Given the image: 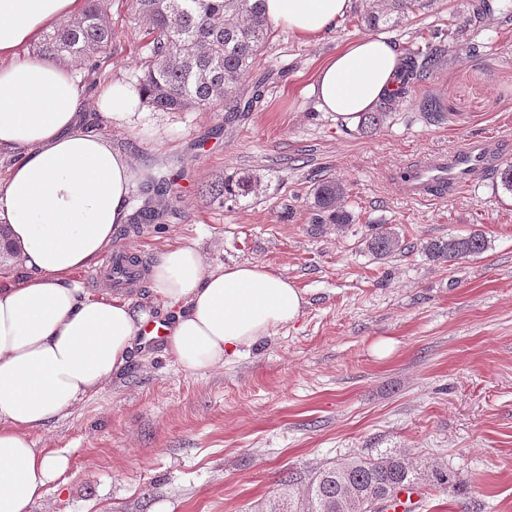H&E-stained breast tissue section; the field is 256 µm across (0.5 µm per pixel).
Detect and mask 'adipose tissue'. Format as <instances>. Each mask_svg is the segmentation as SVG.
Segmentation results:
<instances>
[{
  "label": "adipose tissue",
  "instance_id": "obj_1",
  "mask_svg": "<svg viewBox=\"0 0 512 512\" xmlns=\"http://www.w3.org/2000/svg\"><path fill=\"white\" fill-rule=\"evenodd\" d=\"M84 0H0V153L17 159L0 181L17 274L0 284V512H29L69 459L35 448L30 432L63 416L117 376L151 329L130 302L95 297L76 271L95 264L127 218L130 158L88 128L74 69L30 53ZM352 0H264L270 22L305 39L335 28ZM403 57L365 36L319 67L309 87L320 108L352 119L395 85ZM108 119L131 121L138 95L115 82L99 96ZM155 297L174 311L166 353L202 374L295 324L300 288L260 263L209 267L196 246H168L149 267Z\"/></svg>",
  "mask_w": 512,
  "mask_h": 512
}]
</instances>
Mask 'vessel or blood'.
<instances>
[{"label":"vessel or blood","instance_id":"b4317fda","mask_svg":"<svg viewBox=\"0 0 512 512\" xmlns=\"http://www.w3.org/2000/svg\"><path fill=\"white\" fill-rule=\"evenodd\" d=\"M498 162L484 141L467 139L448 152L409 163L401 184L413 197H432L470 186Z\"/></svg>","mask_w":512,"mask_h":512}]
</instances>
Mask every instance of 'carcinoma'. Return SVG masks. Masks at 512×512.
<instances>
[{
  "instance_id": "obj_1",
  "label": "carcinoma",
  "mask_w": 512,
  "mask_h": 512,
  "mask_svg": "<svg viewBox=\"0 0 512 512\" xmlns=\"http://www.w3.org/2000/svg\"><path fill=\"white\" fill-rule=\"evenodd\" d=\"M103 0H86L81 17L46 34L39 52L47 59L70 58L96 65L95 57L112 45V28L104 20ZM432 0H358L356 15L367 32L396 26L402 17L421 11ZM133 7L147 33L152 35L150 54L144 62L142 99L158 111H185L215 102L227 112L249 110L262 97V83L253 87L251 99L242 102L240 85L265 44L271 23L262 12L261 0H133ZM439 45L408 49L398 74L396 92L385 97L374 112L359 115L357 131L377 130L395 110V104L441 65ZM259 181L242 174L233 182L219 181L208 189L213 202L224 206L238 202L258 190ZM312 223L344 226L354 220L348 208L344 183L322 179L310 192ZM488 247L484 233L431 240L421 250L430 260L452 265L482 254ZM366 248L377 260L412 252L390 228L378 227L366 240ZM415 471L399 453L377 457L356 455L341 465L314 474L303 489L295 488L297 478L289 475L281 492L269 500L262 512H340L345 492L355 499H374L385 488L396 486L395 495L385 501L390 508L401 491L413 487Z\"/></svg>"
}]
</instances>
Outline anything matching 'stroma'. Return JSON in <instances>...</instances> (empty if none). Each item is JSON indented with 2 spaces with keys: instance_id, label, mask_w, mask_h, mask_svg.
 <instances>
[{
  "instance_id": "obj_1",
  "label": "stroma",
  "mask_w": 512,
  "mask_h": 512,
  "mask_svg": "<svg viewBox=\"0 0 512 512\" xmlns=\"http://www.w3.org/2000/svg\"><path fill=\"white\" fill-rule=\"evenodd\" d=\"M478 2L435 0L387 29L398 49L439 39L447 53L366 137L309 93L322 62L363 37L347 19L315 39L272 27L241 82L248 93L266 79L244 115L227 118L220 102L143 103L130 123L101 117L100 91L139 86L148 52L132 0H107L111 47L96 65H73L81 110L131 158L130 195L158 214L116 233L112 250L143 266L174 243L214 268L259 262L307 304L297 324L202 375L181 371L160 342L137 347L118 377L32 432L35 448L69 458L66 486L48 485L32 512H260L288 474L386 452L416 472L415 512H512V193L487 177L422 202L395 181L412 155L467 136L512 163V0L477 26ZM160 171L174 177L170 192L145 194ZM242 173L260 177L259 192L214 204L208 186ZM328 177L346 184L353 224L311 223L307 193ZM375 224L418 246L476 230L488 248L450 266L419 250L377 260L365 247ZM440 467L461 493L435 488Z\"/></svg>"
}]
</instances>
